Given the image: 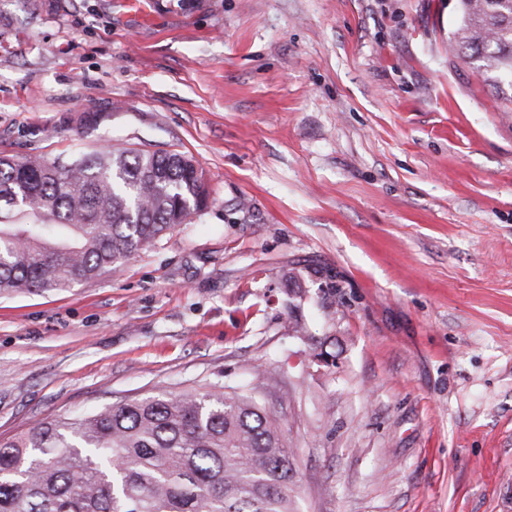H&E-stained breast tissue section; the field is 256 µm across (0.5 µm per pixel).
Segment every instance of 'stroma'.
<instances>
[{
  "instance_id": "stroma-1",
  "label": "stroma",
  "mask_w": 512,
  "mask_h": 512,
  "mask_svg": "<svg viewBox=\"0 0 512 512\" xmlns=\"http://www.w3.org/2000/svg\"><path fill=\"white\" fill-rule=\"evenodd\" d=\"M0 0V156L178 151L206 206L62 291L0 294V442L251 394L296 512H512V89L458 0Z\"/></svg>"
}]
</instances>
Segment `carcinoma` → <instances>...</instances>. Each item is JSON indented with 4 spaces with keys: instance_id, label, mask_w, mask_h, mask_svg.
<instances>
[{
    "instance_id": "cac0c4a2",
    "label": "carcinoma",
    "mask_w": 512,
    "mask_h": 512,
    "mask_svg": "<svg viewBox=\"0 0 512 512\" xmlns=\"http://www.w3.org/2000/svg\"><path fill=\"white\" fill-rule=\"evenodd\" d=\"M448 50L512 89V0H458ZM181 153L0 157V293L70 288L205 206ZM281 430L246 394L195 389L41 421L0 443V512H295Z\"/></svg>"
}]
</instances>
